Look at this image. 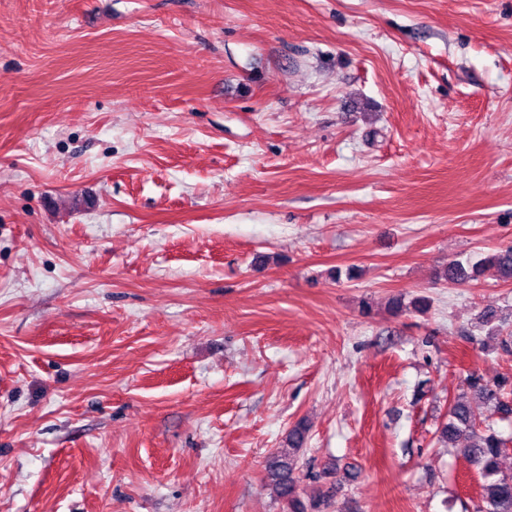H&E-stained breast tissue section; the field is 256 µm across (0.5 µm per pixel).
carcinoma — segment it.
Wrapping results in <instances>:
<instances>
[{"mask_svg":"<svg viewBox=\"0 0 512 512\" xmlns=\"http://www.w3.org/2000/svg\"><path fill=\"white\" fill-rule=\"evenodd\" d=\"M492 270L502 279H512V247L501 249L484 258L481 263L472 266L467 272L461 262L448 267L445 278L449 282L459 284L471 278V274H480ZM508 314H500L494 309H486L480 315L485 325L498 331L499 346L507 353L512 352V330L503 332L504 324L508 323ZM474 398L493 406L498 413L512 415V405L506 402L504 394L512 387V380L503 377L494 381H486L474 374L467 379ZM309 428L299 422L288 431L285 446L271 453L267 461L269 486L276 499L283 504L284 512H328L331 506L330 496L324 492L314 498L305 499L298 492L299 471L297 455L308 440ZM467 433L470 441L459 448L462 455L477 469L482 479L480 497L482 506L478 512H512V475H504L500 471V459L508 450L512 441L503 438L489 425L477 429V418L467 401L458 397L450 404L448 419L441 425L440 438L455 445L456 439Z\"/></svg>","mask_w":512,"mask_h":512,"instance_id":"cac0c4a2","label":"carcinoma"}]
</instances>
